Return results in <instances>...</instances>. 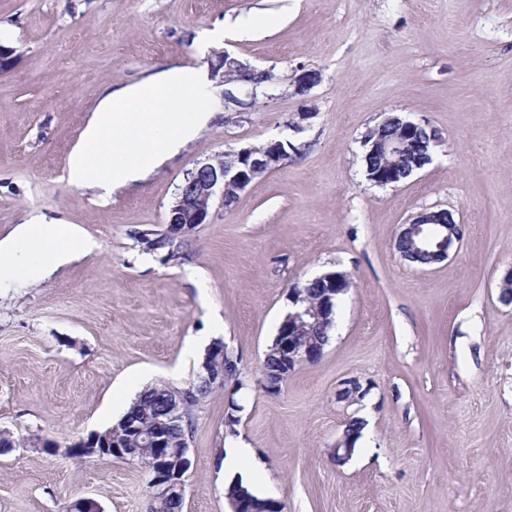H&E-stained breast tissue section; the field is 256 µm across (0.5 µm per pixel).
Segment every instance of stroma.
<instances>
[{
    "label": "stroma",
    "mask_w": 512,
    "mask_h": 512,
    "mask_svg": "<svg viewBox=\"0 0 512 512\" xmlns=\"http://www.w3.org/2000/svg\"><path fill=\"white\" fill-rule=\"evenodd\" d=\"M228 26L223 44L199 37ZM0 237L32 213L77 225L98 249L34 281L0 287V512H147L137 464L66 448L117 422L147 386L184 388L223 340L238 360L191 411L182 512H230L224 457L282 512H512V0H0ZM230 51L273 71L242 112L212 113L186 149L103 199L65 162L106 88L165 65ZM317 83L297 94L299 70ZM307 119H300V112ZM440 134L431 162L396 186L365 178L362 140L385 118ZM288 138L300 156L253 180L161 262L135 231L164 233L187 172L215 155ZM450 211L464 237L448 261L404 262L411 215ZM352 285L320 359L281 393L264 359L294 284L330 271ZM367 394L338 399L344 381ZM236 403L239 421L225 414ZM366 429L349 460L331 450L350 419ZM56 442L58 452L40 448Z\"/></svg>",
    "instance_id": "stroma-1"
}]
</instances>
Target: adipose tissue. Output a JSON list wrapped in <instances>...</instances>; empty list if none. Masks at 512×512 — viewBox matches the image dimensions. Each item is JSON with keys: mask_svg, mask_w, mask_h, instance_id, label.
Here are the masks:
<instances>
[{"mask_svg": "<svg viewBox=\"0 0 512 512\" xmlns=\"http://www.w3.org/2000/svg\"><path fill=\"white\" fill-rule=\"evenodd\" d=\"M210 85L208 67L201 64L113 88L67 158L69 182L106 198L177 156L211 117L202 99ZM95 246L75 225L30 215L12 236L0 239V282L23 267L33 276L47 275Z\"/></svg>", "mask_w": 512, "mask_h": 512, "instance_id": "1", "label": "adipose tissue"}]
</instances>
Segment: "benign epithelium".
I'll use <instances>...</instances> for the list:
<instances>
[{
  "label": "benign epithelium",
  "mask_w": 512,
  "mask_h": 512,
  "mask_svg": "<svg viewBox=\"0 0 512 512\" xmlns=\"http://www.w3.org/2000/svg\"><path fill=\"white\" fill-rule=\"evenodd\" d=\"M224 67L218 75L219 83L227 81V76L235 75V83L246 87L245 98L241 99L224 90L225 110L235 106L245 110L252 106L256 92L250 88V78L256 74V68L244 64L233 53L223 52ZM261 158L254 157L253 147L244 146L229 151L230 159L224 155L214 158V161L194 168L184 178L170 206L167 220V235L177 237L193 230L199 224H206L213 215L214 205L225 204V193L232 188L237 192L244 190L253 175L258 171L266 172L284 164L286 154L278 151V142H267ZM425 234L437 240L432 250V263L439 264L458 249L462 240L461 226L457 223L441 224L438 222V212L422 210L412 215L406 224L402 225L398 237ZM315 288L321 293L320 300L313 305L307 302L305 289ZM350 286L349 275L344 272H328L307 280L301 285L290 289L288 295L292 311L281 322L275 344L288 366L293 371L306 363L316 362L322 355L324 346L309 339V331L314 327L328 326L334 322L337 297ZM225 367L218 356H211L205 367V381L214 386L224 384ZM183 409L181 397L167 400L165 406L152 418L153 428L146 431L142 441L149 448L163 450V455L170 459L169 468L149 478L148 485L154 495H163L172 500H181L184 495V474L190 466L188 448L167 447V432L180 418ZM105 453L116 459L128 460L134 458L132 448H94L86 453L95 457ZM231 512H268L266 501L255 500L245 494L228 500Z\"/></svg>",
  "instance_id": "7a95c632"
}]
</instances>
